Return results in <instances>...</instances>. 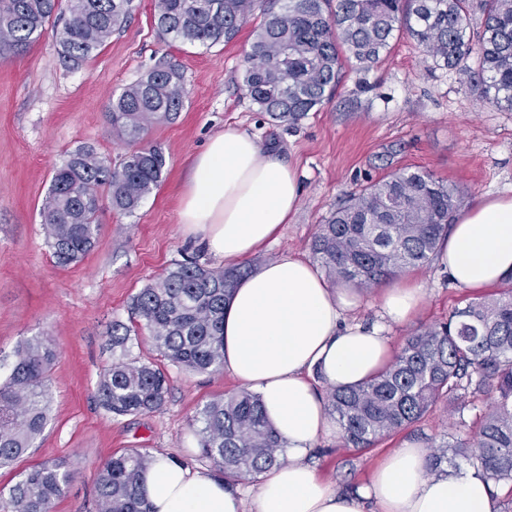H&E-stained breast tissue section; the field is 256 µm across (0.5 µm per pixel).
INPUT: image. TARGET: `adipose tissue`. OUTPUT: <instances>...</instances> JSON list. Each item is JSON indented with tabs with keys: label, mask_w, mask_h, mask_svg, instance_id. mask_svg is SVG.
Wrapping results in <instances>:
<instances>
[{
	"label": "adipose tissue",
	"mask_w": 512,
	"mask_h": 512,
	"mask_svg": "<svg viewBox=\"0 0 512 512\" xmlns=\"http://www.w3.org/2000/svg\"><path fill=\"white\" fill-rule=\"evenodd\" d=\"M296 172L251 135L227 129L195 159L179 217L225 263L244 260L277 237L299 207ZM436 261L467 290L512 275V196L478 199L455 219ZM354 290L331 284L316 264L293 253L240 280L224 306V369L257 393L286 442L285 465L258 473L245 497L211 471L157 457L143 481L153 512H499L491 481L471 469L431 476L424 448L390 452L363 490L344 494L307 462L315 441L335 426L322 388L376 375L389 359L381 328L349 321Z\"/></svg>",
	"instance_id": "ef3b65f1"
}]
</instances>
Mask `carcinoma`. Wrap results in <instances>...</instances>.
I'll return each instance as SVG.
<instances>
[{"instance_id": "cac0c4a2", "label": "carcinoma", "mask_w": 512, "mask_h": 512, "mask_svg": "<svg viewBox=\"0 0 512 512\" xmlns=\"http://www.w3.org/2000/svg\"><path fill=\"white\" fill-rule=\"evenodd\" d=\"M132 0H0V55L27 50L52 19L65 18L60 44L77 65L98 50L130 15ZM260 0H154L159 34L210 46L232 41ZM484 22L471 27L472 0H268L246 58L243 87L258 111L294 124L331 98L345 64H376L405 33L433 63L456 70L495 106L512 110V0H480ZM476 55L478 67L466 64ZM186 92L177 69L156 67L112 100L113 133L131 145L119 166L79 148L58 168L42 204V224L61 266L95 245L102 197L132 214L160 182L162 149L149 129L173 120ZM464 190L422 170H403L348 195L315 233L314 259L334 281L373 288L411 268L428 266L459 208ZM252 265L213 269L194 258L172 263L131 299L130 324L112 322V348L127 352L134 329L145 330L169 364L197 373L224 367V301ZM53 339L22 342L0 384V465L25 456L42 434L51 398ZM166 371L151 361L119 360L100 376L97 398L115 416L160 409ZM492 398L466 438L433 446L429 471L448 453L461 456L494 484H512V290L472 301L448 321L405 336L391 360L356 386L330 389L326 412L343 447L376 446L420 423L438 404L478 409ZM200 454L229 484L285 462L286 443L266 420L260 396L242 390L207 402L194 417ZM154 457L131 449L108 459L95 487L97 512H150L143 475ZM62 462L31 467L4 491L0 512H52L69 488Z\"/></svg>"}]
</instances>
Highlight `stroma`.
I'll return each mask as SVG.
<instances>
[{
	"instance_id": "1",
	"label": "stroma",
	"mask_w": 512,
	"mask_h": 512,
	"mask_svg": "<svg viewBox=\"0 0 512 512\" xmlns=\"http://www.w3.org/2000/svg\"><path fill=\"white\" fill-rule=\"evenodd\" d=\"M259 22L252 17L231 43L190 45L159 35L154 0H133L124 27L78 67L61 58L57 22L46 24L27 52L0 55V379L28 338L53 336L57 351L44 433L28 455L0 468V488L32 465L60 461L73 477L53 512H96L94 486L115 452L144 448L208 467L193 419L206 402L238 390L227 372L168 367L167 401L146 415L112 416L95 392L101 373L121 356H156L146 333L132 337L124 354L109 340L113 321L128 320L135 293L188 255L214 269L222 266L200 237L185 232L179 207L195 156L225 128L247 131L282 156L301 186L296 215L251 256L255 265L288 251L310 255L319 224L350 192L399 170H425L457 184L468 202L512 195V111L493 106L455 71L426 60L405 34L368 71L346 66L332 99L296 125L258 112L242 77ZM162 63L179 69L186 98L176 119L148 134L166 157L161 182L133 214L102 202L95 248L77 264L57 266L41 217L54 169L84 146L120 164L127 147L112 133L108 105ZM397 283L421 286L423 303L414 318L390 328L394 348L411 330L445 321L469 302L499 297L512 286L503 281L469 291L455 287L435 265L410 270ZM474 419L469 410L460 423L431 415L360 452L344 448L335 432L315 443L310 461L321 479L353 491L366 486L404 441L427 449L464 437Z\"/></svg>"
}]
</instances>
